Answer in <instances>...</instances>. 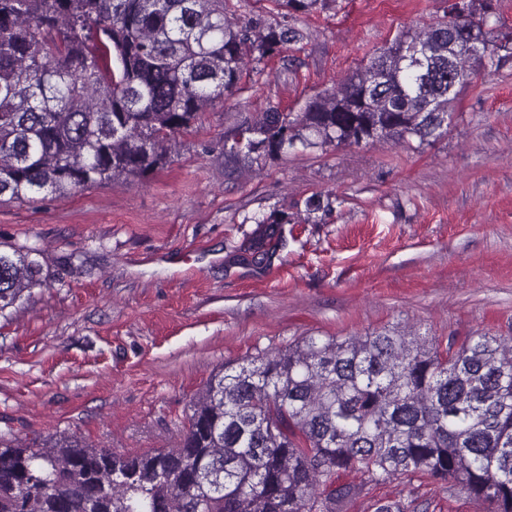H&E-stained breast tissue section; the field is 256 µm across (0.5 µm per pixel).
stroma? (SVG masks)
I'll return each mask as SVG.
<instances>
[{"label":"stroma","mask_w":512,"mask_h":512,"mask_svg":"<svg viewBox=\"0 0 512 512\" xmlns=\"http://www.w3.org/2000/svg\"><path fill=\"white\" fill-rule=\"evenodd\" d=\"M447 7L244 0L241 14L304 38L178 133L170 164L66 196L0 197V249L37 248L51 274L0 316V437L175 448L212 373L308 336H512V54L459 94L431 144L228 150L243 120L301 111ZM263 224L275 235L266 255L250 248ZM339 480L363 486L347 512H484L440 480Z\"/></svg>","instance_id":"obj_1"}]
</instances>
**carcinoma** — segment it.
<instances>
[{"instance_id":"obj_1","label":"carcinoma","mask_w":512,"mask_h":512,"mask_svg":"<svg viewBox=\"0 0 512 512\" xmlns=\"http://www.w3.org/2000/svg\"><path fill=\"white\" fill-rule=\"evenodd\" d=\"M462 6V23L397 34L303 111L243 124L231 150L437 140L460 89L508 50L486 39L493 0ZM298 38L228 16L227 0H0V196L154 173L176 132L239 90L252 53ZM472 38L479 59L461 49ZM40 255L0 250V315L48 284ZM190 411L180 446L151 453L0 439V512H346L363 486L337 483L342 470L428 475L512 512V336L309 337L222 366Z\"/></svg>"}]
</instances>
